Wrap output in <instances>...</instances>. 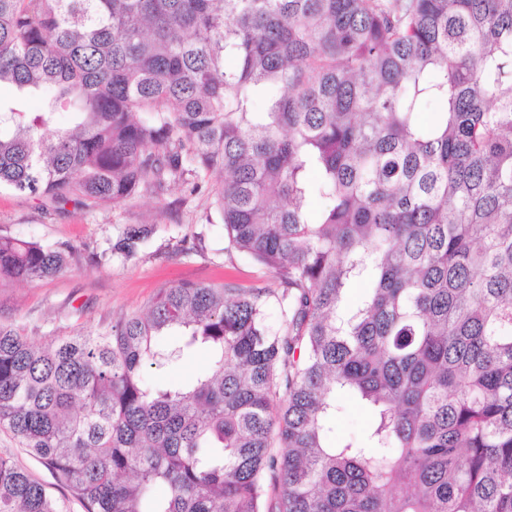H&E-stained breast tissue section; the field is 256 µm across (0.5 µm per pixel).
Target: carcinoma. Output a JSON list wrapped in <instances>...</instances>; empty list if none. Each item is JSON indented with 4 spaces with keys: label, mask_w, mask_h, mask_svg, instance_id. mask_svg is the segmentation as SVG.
<instances>
[{
    "label": "carcinoma",
    "mask_w": 512,
    "mask_h": 512,
    "mask_svg": "<svg viewBox=\"0 0 512 512\" xmlns=\"http://www.w3.org/2000/svg\"><path fill=\"white\" fill-rule=\"evenodd\" d=\"M2 83L0 188L208 177L282 285L178 284L40 346L0 325V428L87 512H512V0H0ZM69 257L0 236L1 278ZM193 347V379H146ZM342 391L361 441L332 437ZM0 512L61 510L0 457Z\"/></svg>",
    "instance_id": "carcinoma-1"
}]
</instances>
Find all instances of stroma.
Instances as JSON below:
<instances>
[{"mask_svg": "<svg viewBox=\"0 0 512 512\" xmlns=\"http://www.w3.org/2000/svg\"><path fill=\"white\" fill-rule=\"evenodd\" d=\"M213 215L208 189L193 193L181 184L136 195L108 209L78 201L54 205L1 189L0 235L60 246L70 250L71 258L68 269L49 280L20 283L0 278V323L42 344L56 336L104 330L123 315L142 310L160 289L185 281L278 288L265 268L229 247L224 226ZM140 224L159 227L143 252L129 260L98 261L110 241ZM207 360L206 351L189 352L149 368L147 378L155 383L184 381ZM1 456L44 484L64 512H85L78 496L3 430Z\"/></svg>", "mask_w": 512, "mask_h": 512, "instance_id": "35a3bbf8", "label": "stroma"}]
</instances>
